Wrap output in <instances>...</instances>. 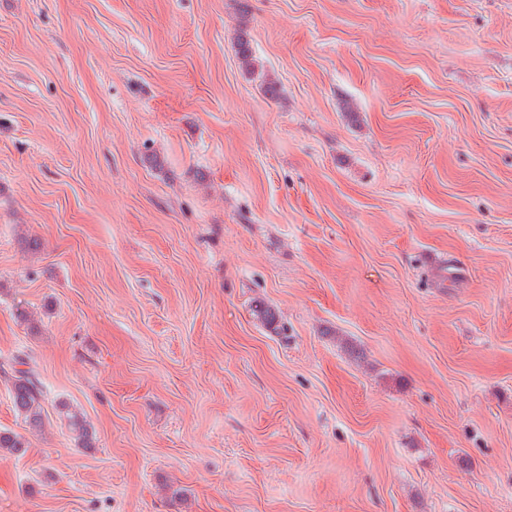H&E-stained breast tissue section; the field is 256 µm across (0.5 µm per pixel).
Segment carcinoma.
Wrapping results in <instances>:
<instances>
[{
    "label": "carcinoma",
    "mask_w": 512,
    "mask_h": 512,
    "mask_svg": "<svg viewBox=\"0 0 512 512\" xmlns=\"http://www.w3.org/2000/svg\"><path fill=\"white\" fill-rule=\"evenodd\" d=\"M238 55L248 70H255L253 54L247 38L240 34L237 39ZM254 316L266 327L271 328L277 323L275 309L263 302H257L253 307ZM0 377L10 385L14 408L23 417L28 435H35L45 427V412L43 408V386L36 370L28 366L25 357L17 355L0 366ZM62 413L67 419L68 426L75 434L76 440L83 448L94 446L95 431L87 423L84 416L76 411L62 406ZM30 441L27 435L17 434L9 430H0V453L11 456H22L27 452Z\"/></svg>",
    "instance_id": "obj_1"
}]
</instances>
